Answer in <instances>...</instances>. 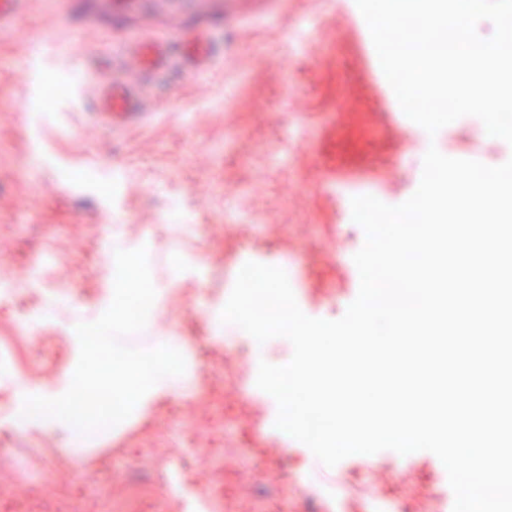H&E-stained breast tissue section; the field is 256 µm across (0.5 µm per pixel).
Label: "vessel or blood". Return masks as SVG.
Segmentation results:
<instances>
[{"instance_id": "1", "label": "vessel or blood", "mask_w": 512, "mask_h": 512, "mask_svg": "<svg viewBox=\"0 0 512 512\" xmlns=\"http://www.w3.org/2000/svg\"><path fill=\"white\" fill-rule=\"evenodd\" d=\"M356 32L355 68L369 95L378 99L379 107L374 112H360L356 98L348 96L340 101L339 109L347 119L339 126L323 125L319 157L332 178L344 180L351 187H363L383 179L380 158L393 147V132L406 128L407 123L364 27H357ZM176 58L185 72L209 70L215 58L209 34H195L177 54L166 41L153 37L132 43L122 71L102 80L96 89V118L113 128L135 124L143 115L145 75L165 72Z\"/></svg>"}]
</instances>
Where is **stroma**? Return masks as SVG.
I'll use <instances>...</instances> for the list:
<instances>
[{
    "label": "stroma",
    "instance_id": "obj_1",
    "mask_svg": "<svg viewBox=\"0 0 512 512\" xmlns=\"http://www.w3.org/2000/svg\"><path fill=\"white\" fill-rule=\"evenodd\" d=\"M354 0H25L13 30L0 33V375L54 380L74 345L66 313L95 307L110 287L114 243L148 249L151 277L173 262L183 282L159 300L160 314L135 347H156L179 321L190 336L187 370L198 390L150 422L78 435L68 449L52 434L0 429V512L38 491L54 512H183L169 486L133 481L150 462L178 470L190 495L223 496L230 512H368V495L391 512H424L427 497L453 501L447 472L431 452L353 455L324 466L274 426L277 404L258 389L260 361L235 329L215 332L206 315L225 305L249 260L285 269L309 316L341 318L359 289L349 260L365 241L349 202L327 184L315 153L322 117L354 75L348 50ZM207 30L222 45L212 69L173 67L147 83V115L123 131L93 123L91 104L70 97L41 106L43 77L119 68L130 41L151 34L178 44ZM85 46L87 58L73 54ZM41 68L29 70V57ZM458 146L449 149L448 136ZM373 194L397 205L417 189L429 145L489 163L499 139L456 120L433 142L413 128ZM81 170L84 183L67 174ZM122 187L104 197L96 183ZM181 223L162 222L171 209ZM111 223H104L105 212ZM346 482L342 502L331 500Z\"/></svg>",
    "mask_w": 512,
    "mask_h": 512
}]
</instances>
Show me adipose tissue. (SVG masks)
<instances>
[{
    "mask_svg": "<svg viewBox=\"0 0 512 512\" xmlns=\"http://www.w3.org/2000/svg\"><path fill=\"white\" fill-rule=\"evenodd\" d=\"M166 365L161 364L149 370L135 364L113 366V376L125 383V411L140 419L149 418L191 387V374H172L167 371Z\"/></svg>",
    "mask_w": 512,
    "mask_h": 512,
    "instance_id": "obj_1",
    "label": "adipose tissue"
}]
</instances>
